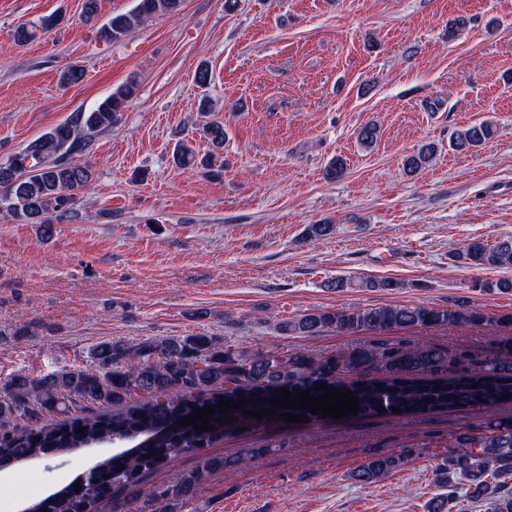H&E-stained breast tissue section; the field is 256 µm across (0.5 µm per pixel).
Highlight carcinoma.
<instances>
[{
    "instance_id": "obj_1",
    "label": "carcinoma",
    "mask_w": 512,
    "mask_h": 512,
    "mask_svg": "<svg viewBox=\"0 0 512 512\" xmlns=\"http://www.w3.org/2000/svg\"><path fill=\"white\" fill-rule=\"evenodd\" d=\"M183 0H135L132 10L116 14L100 28V36L118 43L144 23L179 14ZM55 25L48 19L21 24L13 38L25 45L39 32ZM136 84L118 87L90 110L78 109L63 123L31 141L20 153L0 162V217L26 224L51 225L77 215L80 193L89 189L91 169L80 163L89 152L93 136L116 125ZM494 133L488 122L470 125L454 133L450 146L465 151L480 146ZM197 134L211 151L201 157L188 142L179 141L174 161L181 168L201 166L211 175L224 172V124L211 120L198 125ZM434 147L422 146L405 159L415 172L433 159ZM453 258L479 268L512 267V237L494 243L475 240ZM512 326V315L493 318L464 302L448 307L416 305L316 310L281 324L285 333L317 336L327 330L343 335L390 332L399 328L455 327L459 325ZM90 368H66L32 377L18 374L0 385V423L11 425L0 437V462L19 463L52 453L92 448L111 440L132 447L107 456L93 465L97 481L92 491L80 492V482L26 507V512H98L104 503L147 500L151 512H178L193 501L212 475L224 469L222 457L202 453L203 445L222 437L215 428L202 433L193 426L179 430L171 423L187 418L196 407L217 406L222 400L248 401L244 409L227 415L241 420L244 410L269 409L260 399L288 390L326 394L321 385L354 392L357 411L347 418L398 417L460 411L471 407L495 410L512 405V349L485 362L466 356L448 368L444 353L431 346H389L364 343L339 356L315 358L304 351L268 350L246 355L219 344L210 336L187 335L145 339L135 345L105 341L92 351ZM257 401L252 402L250 398ZM384 410H379V407ZM58 418L40 427H23L43 411ZM84 432L79 433L77 429ZM462 452L448 458V474L459 481L448 483V497L432 512H447L462 492L478 499L489 489L504 488L495 501V512H512V491L505 490L512 476V417L490 422L485 429L456 437ZM197 454V465L182 472L174 482L148 492L146 476ZM403 455L369 460L350 473L368 485L401 467Z\"/></svg>"
}]
</instances>
